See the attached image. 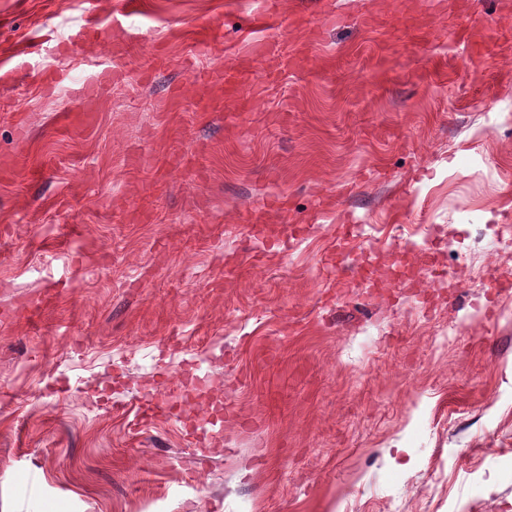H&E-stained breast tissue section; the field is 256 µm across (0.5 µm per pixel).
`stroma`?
I'll return each instance as SVG.
<instances>
[{
  "mask_svg": "<svg viewBox=\"0 0 512 512\" xmlns=\"http://www.w3.org/2000/svg\"><path fill=\"white\" fill-rule=\"evenodd\" d=\"M509 23L0 0V512H512Z\"/></svg>",
  "mask_w": 512,
  "mask_h": 512,
  "instance_id": "obj_1",
  "label": "stroma"
}]
</instances>
